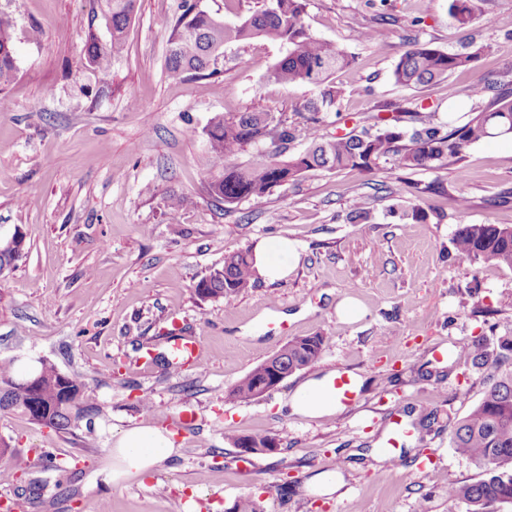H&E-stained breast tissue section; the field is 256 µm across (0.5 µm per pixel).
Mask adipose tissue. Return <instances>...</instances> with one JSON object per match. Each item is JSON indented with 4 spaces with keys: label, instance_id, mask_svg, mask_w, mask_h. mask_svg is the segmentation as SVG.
Instances as JSON below:
<instances>
[{
    "label": "adipose tissue",
    "instance_id": "obj_1",
    "mask_svg": "<svg viewBox=\"0 0 512 512\" xmlns=\"http://www.w3.org/2000/svg\"><path fill=\"white\" fill-rule=\"evenodd\" d=\"M298 259L295 248L285 241L262 246L256 253L259 277L275 281L289 274ZM173 442L165 430L132 427L120 433L111 450L112 463L103 480L112 484L130 474L146 475L155 465L172 455Z\"/></svg>",
    "mask_w": 512,
    "mask_h": 512
}]
</instances>
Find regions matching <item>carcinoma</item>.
<instances>
[{"label": "carcinoma", "mask_w": 512, "mask_h": 512, "mask_svg": "<svg viewBox=\"0 0 512 512\" xmlns=\"http://www.w3.org/2000/svg\"><path fill=\"white\" fill-rule=\"evenodd\" d=\"M110 40L103 43L95 35L85 40L84 56L95 77L107 78L114 57L121 51L125 32L135 15L137 0H98ZM305 0H257L258 6L240 24L228 27L199 8L198 0H183L182 13L175 21L167 44L165 69L169 79H205L222 73L224 45L258 37L274 40L284 48L268 78L283 86L308 84L317 94L288 121L275 112H242L213 119L207 132L203 167L210 174L206 192L211 200L235 208L243 201H257L303 178L312 171L356 169L371 173L379 161L393 156L399 170L437 169L454 166L465 158V150L489 138L512 135V99L496 98L487 108L464 124L442 122L436 113L424 117L411 113L416 126L406 129L399 119L387 123L374 115L375 130L364 129L327 138L322 133L324 115L336 107L340 90L332 81L336 71L351 64V58L337 45L314 37L304 22ZM448 14L461 26L474 22L470 0H448ZM18 34L15 14L0 7V91L15 78L18 67L14 45ZM488 47L466 52H447L413 37L396 61L391 76L405 88L439 85L458 70H470ZM300 138L306 148L286 153L287 145ZM252 147L253 161L237 164L234 158ZM453 245L466 261L484 260L512 269V226L462 224ZM259 281L255 258L249 251L224 257V265L214 268L196 286L203 301L219 300L245 292ZM327 337L309 336L305 345H286L288 364L298 360L310 367L324 353ZM477 367L492 369L490 384L481 401L450 430L456 452L483 468L475 482L450 485L448 500L465 505L466 512H491L495 503L512 505V336H503L497 347L487 348L480 340L468 341L456 352ZM40 389L31 390L27 377L17 375L12 364H0V410H15L34 423L66 430L94 410L95 396L76 376L60 380L56 367L40 362ZM259 368H254L229 392L233 401L254 398Z\"/></svg>", "instance_id": "carcinoma-1"}]
</instances>
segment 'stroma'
Instances as JSON below:
<instances>
[{
    "label": "stroma",
    "instance_id": "stroma-1",
    "mask_svg": "<svg viewBox=\"0 0 512 512\" xmlns=\"http://www.w3.org/2000/svg\"><path fill=\"white\" fill-rule=\"evenodd\" d=\"M474 23L458 27L448 0H306L315 37L353 56L335 75L342 95L324 134L362 124L392 106L456 109L465 123L475 104L512 94V0H471ZM19 23L18 74L0 92V237L25 238V257L0 278V361L27 370L44 360L79 376L97 409L58 432L0 410V439L14 470L5 493L23 512H228L251 496L265 512H466L449 501L451 484L482 471L451 447V425L483 396L489 368L456 362L459 342L497 346L512 336V270L462 262L453 239L462 224L512 226V137L472 145L462 163L397 172L391 160L369 174L316 171L232 210L205 191L200 158L219 114L276 109L293 114L313 97L309 85L285 87L268 71L279 43L257 38L224 47L218 76L172 82L164 74L171 26L181 0H138L110 76L98 80L83 54L88 33L110 35L97 0H12ZM446 51L487 44L475 69L448 84L397 86L401 34L365 41L380 13ZM486 74L495 91L474 102L472 83ZM456 99H449V90ZM466 196L467 210L455 200ZM186 205L169 221L167 203ZM415 204L428 218L400 223L394 204ZM372 210L370 224L348 213ZM295 244L298 261L284 279L226 299L201 301L196 286L226 255L262 242ZM357 313L342 317L344 299ZM176 313L184 335L201 340L206 362L181 371L134 364ZM322 334L320 360L263 397L234 402L229 390L288 341ZM364 380L355 410L307 418L282 404L304 382L337 366ZM149 397L152 409L139 408ZM191 425L179 422L182 412ZM411 431L402 464L385 467L378 450L395 415ZM151 426L176 448L147 477L103 483L112 442L122 430ZM239 435H269L277 452L240 454ZM33 448L63 458V471L38 468ZM335 474L336 492L320 491ZM45 483L30 500L29 482Z\"/></svg>",
    "mask_w": 512,
    "mask_h": 512
}]
</instances>
